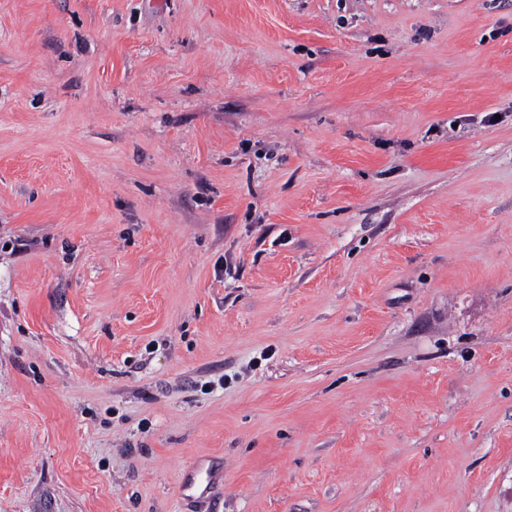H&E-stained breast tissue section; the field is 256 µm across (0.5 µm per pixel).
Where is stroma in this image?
Instances as JSON below:
<instances>
[{
  "label": "stroma",
  "mask_w": 512,
  "mask_h": 512,
  "mask_svg": "<svg viewBox=\"0 0 512 512\" xmlns=\"http://www.w3.org/2000/svg\"><path fill=\"white\" fill-rule=\"evenodd\" d=\"M0 512H512V0H0ZM217 478V475L209 471L208 468H204L201 465L193 466L187 473L185 481L181 483L180 490L183 495L188 496L186 492L192 491L195 487L203 489L204 492L208 485Z\"/></svg>",
  "instance_id": "stroma-1"
}]
</instances>
